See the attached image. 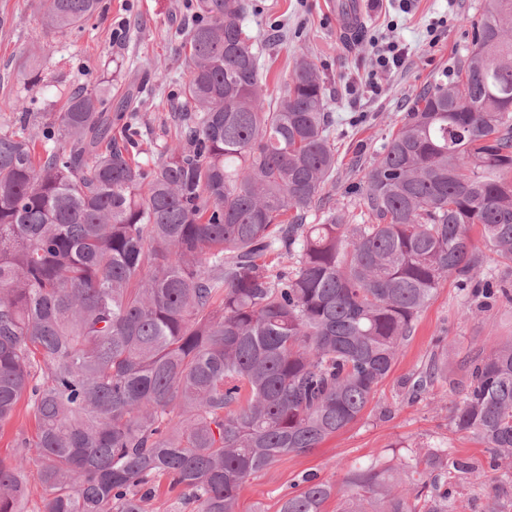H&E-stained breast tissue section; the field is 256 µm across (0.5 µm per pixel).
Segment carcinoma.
I'll use <instances>...</instances> for the list:
<instances>
[{
  "mask_svg": "<svg viewBox=\"0 0 512 512\" xmlns=\"http://www.w3.org/2000/svg\"><path fill=\"white\" fill-rule=\"evenodd\" d=\"M196 0L174 34L189 69L171 142L115 122L95 86L59 112L0 121V423L28 397L44 512H146L165 478L198 512H236L246 480L357 422L420 312L453 278L471 312L512 301V0H483L467 53L411 107L365 174L363 223L332 202L323 77L300 53L274 99L243 21ZM101 0H39L64 34ZM323 221L307 223L310 213ZM477 228L482 246L470 232ZM497 256L486 269V252ZM458 433L512 463V339L463 360ZM444 366L403 386L418 397ZM508 482L435 444L305 475L279 512H455L452 486ZM22 458L0 457V512H26Z\"/></svg>",
  "mask_w": 512,
  "mask_h": 512,
  "instance_id": "obj_1",
  "label": "carcinoma"
}]
</instances>
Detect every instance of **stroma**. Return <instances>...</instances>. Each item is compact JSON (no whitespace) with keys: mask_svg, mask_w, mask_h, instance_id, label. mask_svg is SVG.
I'll use <instances>...</instances> for the list:
<instances>
[{"mask_svg":"<svg viewBox=\"0 0 512 512\" xmlns=\"http://www.w3.org/2000/svg\"><path fill=\"white\" fill-rule=\"evenodd\" d=\"M481 0H411L401 12L395 0H367L363 27L346 35L337 26L330 0H249L245 24L263 44V76L268 96H277L299 53L309 54L325 79L328 110L335 119L338 156L336 184L329 192L336 204L358 211L364 176L398 121L410 107L412 89L452 71L469 43V23L478 18ZM103 10L84 29L56 35L42 29L36 0H0V118L10 116L17 99L28 94L27 80L42 79V95L58 97L53 77L64 73L67 88L97 84L100 61L122 63L127 79H113L112 97L127 80L152 88V107L141 113V137L164 141L175 97L188 78L173 34L189 28L191 0H102ZM444 18L436 36L431 19ZM406 45L408 57L397 71L381 76L377 90L364 82L373 65L372 38ZM465 291L455 280L437 289L418 317L393 371L380 386L362 419L328 438L307 454L291 456L249 478L238 496L239 512H279L281 499L302 475L341 485L347 471L378 455H391L399 443L444 444L456 455L490 468L492 455L474 437L454 431L448 401L456 392L445 381L411 400L404 380L424 371L431 360L448 362L449 378L459 377L460 362L488 354L494 340L512 336V303L497 302L473 314ZM33 422L26 403L0 426V456L24 452L29 481L27 512H42L46 493L38 479L36 451L22 448Z\"/></svg>","mask_w":512,"mask_h":512,"instance_id":"obj_1","label":"stroma"}]
</instances>
